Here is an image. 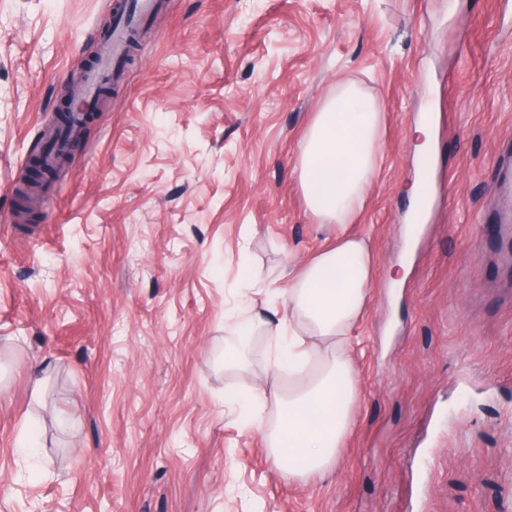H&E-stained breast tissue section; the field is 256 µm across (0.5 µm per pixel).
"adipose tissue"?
Returning a JSON list of instances; mask_svg holds the SVG:
<instances>
[{
  "mask_svg": "<svg viewBox=\"0 0 512 512\" xmlns=\"http://www.w3.org/2000/svg\"><path fill=\"white\" fill-rule=\"evenodd\" d=\"M383 105L351 80L337 84L304 131L296 156L298 181L317 223L336 227L335 245L289 271L280 296L287 317L267 321L278 338L276 368L287 385H274L275 419L267 446L289 478L329 471L354 424L356 376L346 353L376 281L370 241L343 233L371 192L385 156Z\"/></svg>",
  "mask_w": 512,
  "mask_h": 512,
  "instance_id": "adipose-tissue-1",
  "label": "adipose tissue"
}]
</instances>
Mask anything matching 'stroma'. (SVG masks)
<instances>
[{
    "label": "stroma",
    "instance_id": "stroma-1",
    "mask_svg": "<svg viewBox=\"0 0 512 512\" xmlns=\"http://www.w3.org/2000/svg\"><path fill=\"white\" fill-rule=\"evenodd\" d=\"M114 3L0 0V512H512V4L162 0L18 217L40 125ZM347 78L385 110L386 160L351 227L378 278L350 348L355 424L302 481L245 419L271 387L266 335L243 363L219 357L251 316L244 269L285 288L335 236L294 158ZM426 163L431 215L410 248Z\"/></svg>",
    "mask_w": 512,
    "mask_h": 512
}]
</instances>
